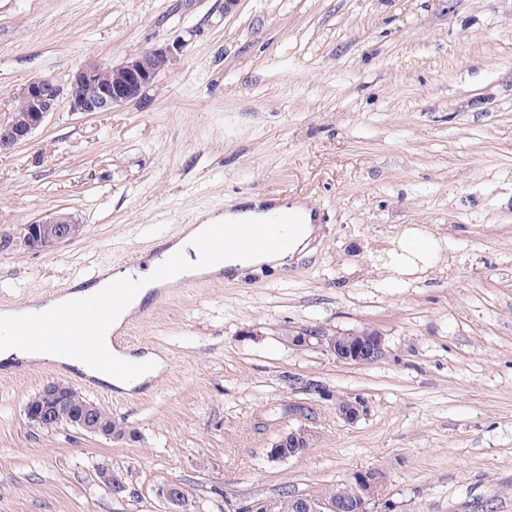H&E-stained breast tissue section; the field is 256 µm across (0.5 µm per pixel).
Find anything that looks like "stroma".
Wrapping results in <instances>:
<instances>
[{
    "label": "stroma",
    "mask_w": 512,
    "mask_h": 512,
    "mask_svg": "<svg viewBox=\"0 0 512 512\" xmlns=\"http://www.w3.org/2000/svg\"><path fill=\"white\" fill-rule=\"evenodd\" d=\"M177 46L173 65L109 112L60 100L0 155V309L177 236L199 213L261 196L319 217L283 268L166 288L121 329L164 367L145 387L79 389L107 439L29 425L27 401L69 371L0 370V512H186L321 494L377 467L396 512H512V0H0V120L23 84ZM82 237L33 250L55 212ZM443 269L387 288L375 256L406 228ZM379 331L389 356L336 362L292 331ZM314 379L329 398L293 389ZM368 416L340 419L335 398ZM311 408L305 454L267 455ZM124 478L115 497L98 468ZM339 401L348 402L351 398H338ZM336 414L349 424H355L365 418L369 413L367 402L360 397H355L346 404L336 401Z\"/></svg>",
    "instance_id": "1"
}]
</instances>
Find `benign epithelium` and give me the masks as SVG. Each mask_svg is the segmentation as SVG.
Wrapping results in <instances>:
<instances>
[{"label":"benign epithelium","mask_w":512,"mask_h":512,"mask_svg":"<svg viewBox=\"0 0 512 512\" xmlns=\"http://www.w3.org/2000/svg\"><path fill=\"white\" fill-rule=\"evenodd\" d=\"M179 46L153 49L143 54H131L117 65L103 66L89 63L79 68L66 85L50 79H35L25 84L17 97L26 104L25 112L12 115L6 122H0V153L26 141L38 129L45 118L54 111L57 102L64 97L74 112H110L117 106L135 98L151 83L157 74L171 64ZM84 225L68 213H52L24 225L23 242L31 249H43L76 240L83 234ZM288 342L297 347H315L343 364H371L387 355L385 339L380 334L369 336L365 333L328 334L322 328H303L288 337ZM336 414L349 424H355L369 413L367 402L356 397L346 404L335 406ZM291 416L300 425L277 435L268 448V456L286 460L294 455L292 449L304 451L310 447L314 430L308 426L312 412L302 404L288 407ZM29 423L42 429L57 426L61 416L69 418V425L86 433L112 438L116 428L102 421L99 407L87 400H74L62 382L50 383L43 387L36 397L25 406ZM365 487L367 499L362 501L358 512H371L378 507V485L385 480V473L379 468H369L358 473ZM98 478L113 494L126 491V485L109 469H100ZM159 496L173 505L185 503L184 488L170 483L159 489ZM296 512H353L350 504L336 501L300 497L295 504Z\"/></svg>","instance_id":"benign-epithelium-1"}]
</instances>
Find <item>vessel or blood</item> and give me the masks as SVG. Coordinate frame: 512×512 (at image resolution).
Listing matches in <instances>:
<instances>
[{
    "mask_svg": "<svg viewBox=\"0 0 512 512\" xmlns=\"http://www.w3.org/2000/svg\"><path fill=\"white\" fill-rule=\"evenodd\" d=\"M299 221V216L274 212L260 223L219 225L212 236L200 246L199 260L207 265L221 263L227 249L231 247L251 252L265 251L274 246L286 247L289 240L279 235L277 227ZM176 272L180 273L183 284L187 285L196 280L193 272L182 270L178 255L170 253L160 256L154 269L155 277L163 281ZM134 290V283L129 282L115 288L111 300L108 301L95 295L85 296L58 315L51 324H44L40 316L32 315L11 325L7 333L36 344L48 343L55 350L74 358L96 356L97 326L108 322L114 311L123 306Z\"/></svg>",
    "mask_w": 512,
    "mask_h": 512,
    "instance_id": "vessel-or-blood-1",
    "label": "vessel or blood"
}]
</instances>
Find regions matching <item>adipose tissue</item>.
Listing matches in <instances>:
<instances>
[{
  "instance_id": "ef3b65f1",
  "label": "adipose tissue",
  "mask_w": 512,
  "mask_h": 512,
  "mask_svg": "<svg viewBox=\"0 0 512 512\" xmlns=\"http://www.w3.org/2000/svg\"><path fill=\"white\" fill-rule=\"evenodd\" d=\"M212 230V224L207 222L186 225L180 236L167 240V249L180 254L185 265L195 267L198 274H207L213 277L219 275L234 277L247 268L263 264L276 267L287 265L296 253L301 252L307 246L316 228L311 223L296 225L288 249L270 250L264 253H246L232 248L228 250L223 265L205 268L198 264L197 244L201 239L209 236ZM442 259L440 240L416 229L406 230L400 235L397 246L385 265L387 277L384 284L389 288H398L409 282L423 279L429 270ZM131 274L135 275L137 280L136 294L123 307L118 309L114 318L101 327L99 331L98 345L108 355L114 352L112 347L113 333L120 331L127 316L134 309L152 298L153 291L158 286L153 275L152 261L148 260L141 263ZM131 274L121 270L105 271L103 278L96 285H93L91 290L103 295L108 294L111 288L125 281L128 275ZM46 359L55 361L69 369L80 371L104 385L124 392L155 378L163 367L162 359L154 353L148 352L142 355L128 353L124 356L125 361L140 370L138 377L129 378L112 373V371L104 369L96 363L59 355L43 346L30 342L0 340L1 368L8 370L20 361L30 364Z\"/></svg>"
}]
</instances>
